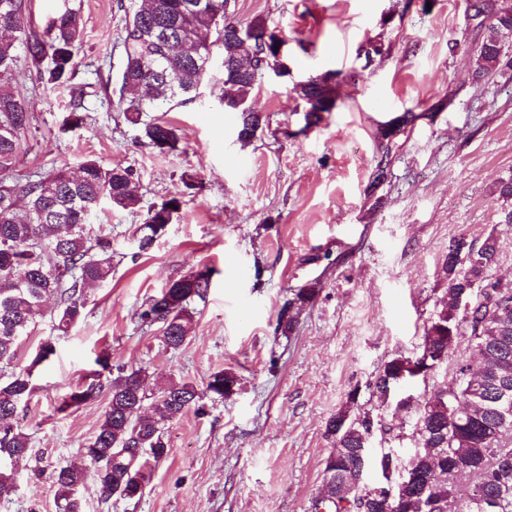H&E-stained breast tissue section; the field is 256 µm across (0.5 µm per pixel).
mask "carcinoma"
I'll use <instances>...</instances> for the list:
<instances>
[{"instance_id":"carcinoma-1","label":"carcinoma","mask_w":512,"mask_h":512,"mask_svg":"<svg viewBox=\"0 0 512 512\" xmlns=\"http://www.w3.org/2000/svg\"><path fill=\"white\" fill-rule=\"evenodd\" d=\"M191 0H139L124 30L125 64L121 91L129 85L142 87L140 95L126 100L125 118L142 125V134L152 146L160 142L175 147L177 136L169 125L144 121L142 115L153 111L159 102L182 105L193 100L192 92L208 75L212 47L224 54V78L220 104L238 113L237 139L246 144L263 131L266 118L248 104L258 77L241 74L240 62L255 61L261 70L267 51L278 33L265 20L255 19L237 36L238 24L224 12L226 0H208L205 12H191L185 5ZM476 14L490 18L482 43L474 51L476 80L495 72L500 65L502 31H512V5L499 0H473ZM14 30V39H0V82L11 79L16 66L15 40L25 44L31 61L38 65L50 60L48 81L64 83L74 67V49L81 36V20L71 8L54 13L43 32L34 28L25 0H0V26ZM331 77H312L296 87L306 119L312 125L322 113L336 107ZM31 114L24 97L0 86V127L10 135L0 137V369L11 367L22 337L44 314L50 298L57 300L56 327L62 332L83 316L85 290L100 286L112 278V237L93 230L92 218L101 201L114 210H133L139 198L131 189L133 171L128 167L103 166L94 160L80 164L78 175L68 177L65 169L54 171L34 182L7 183L21 145V137L30 127ZM28 199L24 214L13 207L14 198ZM180 202L173 197L147 210L136 229L138 249L145 252L164 234ZM499 259L497 237L490 233L475 246L457 242L442 264L448 289L466 294L472 303L471 314L458 315V307L445 304L425 328L422 345L439 352L448 360L454 342L469 339L473 352L486 358L485 369L477 384L482 389L481 409L464 422L454 421V408L460 401L473 399L472 382L455 376L454 391L442 398L432 393L423 404L419 434L420 447L430 453L419 457L415 470L430 482L407 485L409 496L425 493L444 499L450 512H484L482 500L497 501L495 512H512V418L500 414L499 392L512 393V296H500L492 302L482 294V284L492 277ZM210 273L192 271L168 282L144 304L141 319L160 326L165 346L178 349L187 339L192 314L189 305L203 298L210 284ZM55 353L51 340L39 346L31 363L11 373L0 374V492L11 495L16 489V472L10 459L27 455L30 438L25 429L12 423L18 408L34 392L33 368ZM407 357L400 355L385 363L375 382L380 399L386 400L383 386L404 370ZM236 376L228 371L211 375L206 392L213 400H222L234 392ZM107 391L104 417L86 447L96 449L91 460L101 496L133 499L143 494L150 461L158 462L168 453L167 425L180 420L191 410L199 412L201 395L188 382H167L158 394L147 390L140 370L121 374L107 382L93 371L92 381L72 391L59 410L80 405L95 393ZM372 418L369 413L349 417L341 410L326 425L333 438L334 451L326 458L323 485L335 500H318L314 508L342 512L338 506L344 486L353 476L357 451L368 448ZM62 502L61 512H83L81 488L87 479L86 468L69 464L52 471Z\"/></svg>"}]
</instances>
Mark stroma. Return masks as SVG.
Wrapping results in <instances>:
<instances>
[{"instance_id":"stroma-1","label":"stroma","mask_w":512,"mask_h":512,"mask_svg":"<svg viewBox=\"0 0 512 512\" xmlns=\"http://www.w3.org/2000/svg\"><path fill=\"white\" fill-rule=\"evenodd\" d=\"M69 4L83 36L67 85L41 79L17 53L8 86L26 98L33 120L9 176L34 180L88 159L118 164L133 169L140 204L95 213L94 226L112 235V279L87 289L84 317L58 334L49 305L19 344L21 367L46 338L55 353L35 368V391L18 410L33 454L16 465L17 489L0 512H59L49 472L85 464L107 395L64 412L59 405L102 354L107 377L139 369L151 388L173 378L201 391L221 370L238 383L167 428L168 454L149 465L142 496L102 502L88 477L85 512H314L332 450L326 423L355 389V412L388 429L375 434L373 452L408 460L415 417L395 416L371 384L387 361L420 345L447 297L449 248L496 233L494 274L512 289V226L501 223L492 193L512 178V33L501 36L498 70L478 81L470 49L486 29L467 0H227L230 20L263 18L287 40V74L261 78L248 99L267 124L250 143L238 141L236 115L220 104L217 50L193 101L154 110L179 138L163 152L126 120L119 99L124 28L137 0ZM370 42L385 50L371 62L361 51ZM329 72L338 75L337 106L307 126L295 87ZM74 110L82 124H67ZM407 111L415 122L394 128ZM386 144V176L374 189ZM172 197L178 214L138 252L137 225ZM203 268L210 287L191 304L188 338L167 348L159 326L142 323V305ZM310 283L317 293L300 305L294 329L277 332L281 307Z\"/></svg>"}]
</instances>
